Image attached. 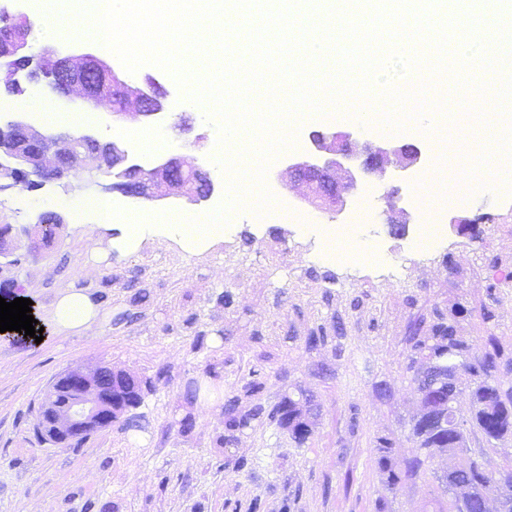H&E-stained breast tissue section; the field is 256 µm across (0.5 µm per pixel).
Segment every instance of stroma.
Instances as JSON below:
<instances>
[{
    "label": "stroma",
    "instance_id": "1",
    "mask_svg": "<svg viewBox=\"0 0 512 512\" xmlns=\"http://www.w3.org/2000/svg\"><path fill=\"white\" fill-rule=\"evenodd\" d=\"M21 8L31 19V53L47 47L63 56L97 53L87 37L44 38L43 26L66 21L68 12L46 14L42 0H23ZM105 60L130 84L154 78L166 95V112L150 122L116 120L109 106L92 109L36 83L9 92L0 77V120L39 124L24 105L32 94L68 116L91 110L93 123L81 127L68 119L58 130L120 143L139 165L148 157L189 156L209 171L215 190L200 203L153 201L114 190L112 176L79 166L33 190H0V225L17 233L34 228L44 213L64 219L52 247L24 241L0 260V297L30 299L34 319L45 325L39 342L0 333V512H251L256 501L260 512H375L382 492L375 438L394 439L399 466L421 453L410 437L418 411L408 368L411 328L425 334L442 319L456 326L472 354H481L492 336L512 357V190L497 185L447 201L442 221L483 217L481 240L452 229L429 254L412 257L411 235L386 222L390 181L365 180L339 214L302 202L288 158L306 152L312 131L343 127L359 141H382L374 128L328 108L300 126L290 154L274 158L266 186L316 224H350L363 216L361 239L382 259L408 260L406 279L379 277L374 262L357 266L349 256L320 262L297 225L275 215L256 224L245 209L234 231L207 252L188 254L160 239L134 254L113 250L98 263L92 258L96 217L82 198L106 195L147 214L200 217L225 194L217 129L207 122L206 107L189 106L174 78L157 66L131 74L115 55ZM144 133L155 141L145 158L130 148ZM71 286L100 304L105 321L98 330L65 337L46 326L58 293ZM314 334L321 343L309 344ZM98 366L144 381L141 404L125 421L80 442L42 441L37 411L51 383L69 370ZM254 376L264 388L253 399L245 386ZM302 393L312 400L313 433L305 445L296 446L266 416L251 421L233 445L221 443L229 398L240 396L244 410L256 402L269 410L283 396ZM354 411L359 427L352 433ZM186 418L191 426H183ZM447 470L442 456L402 481L390 512H448Z\"/></svg>",
    "mask_w": 512,
    "mask_h": 512
}]
</instances>
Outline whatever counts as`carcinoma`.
Segmentation results:
<instances>
[{
  "instance_id": "1",
  "label": "carcinoma",
  "mask_w": 512,
  "mask_h": 512,
  "mask_svg": "<svg viewBox=\"0 0 512 512\" xmlns=\"http://www.w3.org/2000/svg\"><path fill=\"white\" fill-rule=\"evenodd\" d=\"M94 92L101 100L117 104L110 80L99 73L90 76ZM411 362L430 360L441 368L459 375V386L470 389L472 416L468 421L455 417L452 394L441 390L429 392L425 403L432 406L434 425L427 427L416 422L411 435L418 439L420 447L427 449L426 459L432 460L443 454L448 455V475L445 480L448 490L454 494V512H486L479 489L486 483V475L478 459L469 456L464 461L456 460L461 444L472 436H480L489 443L512 436V388L503 389L496 379L500 360L505 354L495 337H488L484 351L471 355L469 345L456 334L452 325L443 322L433 326L431 335L414 334L409 337ZM264 414L260 404L243 411L239 409V398L229 401L224 407V436L221 441L229 446L237 439V433L249 426L254 419ZM279 426H288V434L301 446L312 435V422L301 402L288 398V403L277 409ZM395 442L388 436L375 438L377 465L382 474L385 490L392 493L405 479L417 476L424 466V460L415 458L400 470L392 462ZM470 490L466 496L458 495V489Z\"/></svg>"
}]
</instances>
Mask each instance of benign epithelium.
<instances>
[{"label":"benign epithelium","instance_id":"1","mask_svg":"<svg viewBox=\"0 0 512 512\" xmlns=\"http://www.w3.org/2000/svg\"><path fill=\"white\" fill-rule=\"evenodd\" d=\"M30 22L21 14H11L0 7V27L4 29L0 43L7 44L10 57L23 63L8 69L10 85L19 83L16 75L29 69L30 75L44 77L54 92L68 95L77 87L83 99L92 106L99 99L86 80L90 68L106 73L117 93L119 106L112 114L120 117L135 112L152 117L164 110L161 101L150 102L152 92L133 87L120 79L108 65L90 55L56 58L50 52L35 57L26 54L27 39L20 26ZM19 140L23 149L11 151L12 162L0 165V178L8 177L13 185L32 189L47 179H60L67 175L75 160H100L105 165L122 166L128 159L127 152L116 142H101L89 134L62 132L47 134L22 121H12L6 128L0 127V140ZM309 154L292 160L289 172L305 189V198L321 210L340 212L346 200L340 189H355L365 177L376 174L383 178L387 168L403 172L423 164V149L416 144L387 142L383 147L360 145L350 133L315 132L310 136ZM137 180L122 186V193L146 199L164 198L170 195H187L193 201L207 200L214 191L210 173L180 156L160 157L146 169L132 165ZM391 216L389 223H409L408 213L399 206L400 187L393 186L385 195ZM60 226L57 214H46L36 225L35 243L48 246L55 240L49 235L48 225ZM433 366L423 363L418 367L421 383H431V389L454 382L451 377L440 376L430 382ZM137 378L124 370L104 372L100 367L93 370H70L54 380L39 407L38 433L45 441L64 444L107 427L138 406L136 400Z\"/></svg>","mask_w":512,"mask_h":512}]
</instances>
